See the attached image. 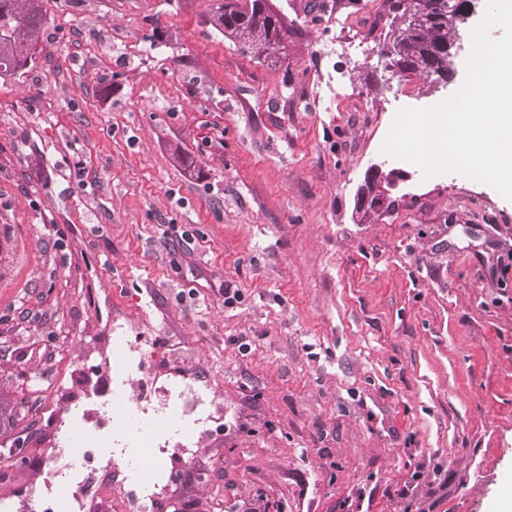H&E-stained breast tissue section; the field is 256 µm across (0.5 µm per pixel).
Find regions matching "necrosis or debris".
<instances>
[{
	"mask_svg": "<svg viewBox=\"0 0 512 512\" xmlns=\"http://www.w3.org/2000/svg\"><path fill=\"white\" fill-rule=\"evenodd\" d=\"M135 411H153L160 421H167L171 410L198 414L209 421V403L194 377L178 374L163 390L145 385L134 401ZM75 405L60 407L57 417L71 435L56 450L47 452L44 465L50 474L47 490H35L33 499L39 512H112L113 499H120L125 512H161L165 482L159 469L149 465L133 484H125L112 473V458L97 452V438L77 425Z\"/></svg>",
	"mask_w": 512,
	"mask_h": 512,
	"instance_id": "necrosis-or-debris-1",
	"label": "necrosis or debris"
}]
</instances>
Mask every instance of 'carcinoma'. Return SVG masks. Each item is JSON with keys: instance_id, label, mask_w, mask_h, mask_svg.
Returning <instances> with one entry per match:
<instances>
[{"instance_id": "1", "label": "carcinoma", "mask_w": 512, "mask_h": 512, "mask_svg": "<svg viewBox=\"0 0 512 512\" xmlns=\"http://www.w3.org/2000/svg\"><path fill=\"white\" fill-rule=\"evenodd\" d=\"M464 0H386L388 28L382 56L402 80L426 75L436 80L454 72L448 46L458 36L448 18ZM206 22L224 39L267 59L285 49L288 27L269 0H215ZM45 26L42 0H0V78L23 74L34 63Z\"/></svg>"}]
</instances>
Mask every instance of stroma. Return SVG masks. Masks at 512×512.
<instances>
[{
  "label": "stroma",
  "mask_w": 512,
  "mask_h": 512,
  "mask_svg": "<svg viewBox=\"0 0 512 512\" xmlns=\"http://www.w3.org/2000/svg\"><path fill=\"white\" fill-rule=\"evenodd\" d=\"M270 2L288 40L257 60L207 23L210 0H43L35 68L0 79V394L21 403L26 458L0 484L11 512H36L66 434L43 412L135 397L161 363L224 405L191 464L166 457L165 512H501L512 496V201L382 150L398 110L464 82L472 39L453 82L386 84L384 0ZM335 39L352 52L328 55ZM335 69L350 93L329 105ZM382 161L401 172L393 204L357 220ZM111 334L161 363L99 369ZM85 423L135 480L124 421Z\"/></svg>",
  "instance_id": "obj_1"
}]
</instances>
